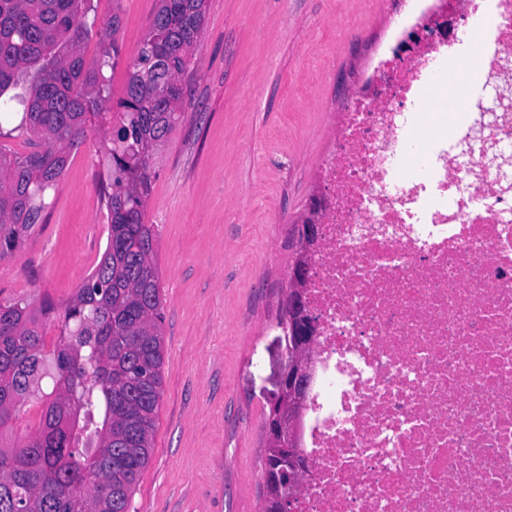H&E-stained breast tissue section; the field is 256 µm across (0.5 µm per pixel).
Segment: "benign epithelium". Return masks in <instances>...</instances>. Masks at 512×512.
I'll return each mask as SVG.
<instances>
[{"label":"benign epithelium","instance_id":"obj_1","mask_svg":"<svg viewBox=\"0 0 512 512\" xmlns=\"http://www.w3.org/2000/svg\"><path fill=\"white\" fill-rule=\"evenodd\" d=\"M449 31V26L438 23L413 33L401 53H407L409 47L416 43L443 36ZM321 207L322 202L310 199L298 225L299 251L288 272L282 321L288 365L280 375V395L271 406L265 423L266 455L274 456L277 466H266L263 512H293L301 478L308 468L300 449L295 446V428L308 394L318 321L300 303V297L311 281L312 255L319 238L316 221Z\"/></svg>","mask_w":512,"mask_h":512}]
</instances>
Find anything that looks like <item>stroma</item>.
<instances>
[{
    "mask_svg": "<svg viewBox=\"0 0 512 512\" xmlns=\"http://www.w3.org/2000/svg\"><path fill=\"white\" fill-rule=\"evenodd\" d=\"M402 0H207L184 118L151 163L164 395L130 512H261L265 420L288 363L279 325L296 226L351 87ZM86 59L118 41L111 102L155 0H92ZM119 13L118 33L106 21ZM103 136L69 152L42 226L0 256V299L64 304L107 242Z\"/></svg>",
    "mask_w": 512,
    "mask_h": 512,
    "instance_id": "1",
    "label": "stroma"
}]
</instances>
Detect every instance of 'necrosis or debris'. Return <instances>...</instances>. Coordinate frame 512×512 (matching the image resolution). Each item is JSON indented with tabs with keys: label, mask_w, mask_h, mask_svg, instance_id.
<instances>
[{
	"label": "necrosis or debris",
	"mask_w": 512,
	"mask_h": 512,
	"mask_svg": "<svg viewBox=\"0 0 512 512\" xmlns=\"http://www.w3.org/2000/svg\"><path fill=\"white\" fill-rule=\"evenodd\" d=\"M334 140L297 512H512V0H406Z\"/></svg>",
	"instance_id": "necrosis-or-debris-1"
}]
</instances>
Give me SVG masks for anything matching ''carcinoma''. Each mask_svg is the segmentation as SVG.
Segmentation results:
<instances>
[{
  "mask_svg": "<svg viewBox=\"0 0 512 512\" xmlns=\"http://www.w3.org/2000/svg\"><path fill=\"white\" fill-rule=\"evenodd\" d=\"M89 2L0 0V103L22 107L16 129L33 147L24 156L0 147V246L43 224L88 125L112 144L100 262L60 308L0 301V430L44 402L36 429L0 442V512H129L163 396L157 235L144 222L150 159L182 121L207 0H156L115 113L103 68L120 49L114 41L99 59L84 57ZM49 318L59 334L48 352Z\"/></svg>",
  "mask_w": 512,
  "mask_h": 512,
  "instance_id": "1",
  "label": "carcinoma"
}]
</instances>
